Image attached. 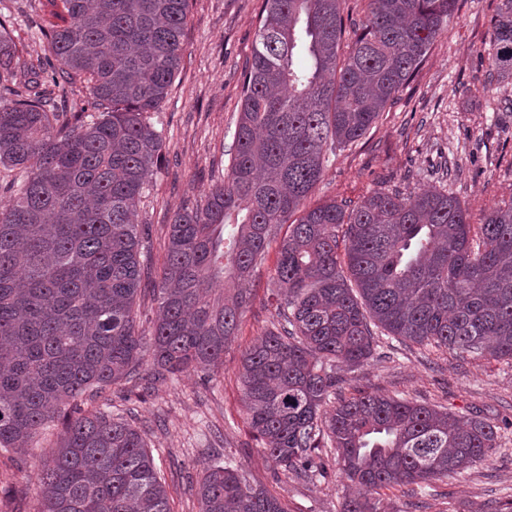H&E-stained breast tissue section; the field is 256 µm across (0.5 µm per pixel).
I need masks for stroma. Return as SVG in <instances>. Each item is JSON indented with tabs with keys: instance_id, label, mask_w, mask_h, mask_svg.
Wrapping results in <instances>:
<instances>
[{
	"instance_id": "stroma-1",
	"label": "stroma",
	"mask_w": 512,
	"mask_h": 512,
	"mask_svg": "<svg viewBox=\"0 0 512 512\" xmlns=\"http://www.w3.org/2000/svg\"><path fill=\"white\" fill-rule=\"evenodd\" d=\"M501 0H459L455 15L431 44L413 80L404 85L355 144L330 155L308 205L333 200L350 206L377 190L436 188L455 196L471 224L512 200V80L489 78L488 52ZM264 0H193L182 69L150 121L165 149L136 213L145 229L142 257L149 269L138 300L142 321L154 319L167 228L178 211L200 204L223 183L240 116V79L250 61ZM56 0H0L14 15L8 32L19 63L47 54L32 23L54 22ZM277 262L269 247L250 277L251 304L218 368L154 381L151 360L140 378L99 390L87 402L143 431L165 477L172 512H198L195 490L205 467L226 461L251 484L278 496L287 512H341L351 491L337 460L324 476H284L252 437L239 372L244 352L276 322L268 297ZM373 358L355 368L337 365L340 391L379 392L428 403L493 423L512 420V362L460 356L443 348L405 345L379 336ZM62 426L51 422L35 438L23 468L0 451V512H36V476L53 458ZM492 457L449 476L429 491H382L378 512H500L512 499V433Z\"/></svg>"
}]
</instances>
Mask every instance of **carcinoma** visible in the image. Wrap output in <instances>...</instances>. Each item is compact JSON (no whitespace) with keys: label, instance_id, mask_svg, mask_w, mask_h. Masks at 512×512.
<instances>
[{"label":"carcinoma","instance_id":"carcinoma-1","mask_svg":"<svg viewBox=\"0 0 512 512\" xmlns=\"http://www.w3.org/2000/svg\"><path fill=\"white\" fill-rule=\"evenodd\" d=\"M61 2L63 24L36 30L50 56L23 69L0 14V165L19 173L0 209V450L23 462L65 416L37 512H171L142 433L80 405L137 376L145 353L162 378L222 364L250 302L243 283L282 224L277 325L240 371L248 424L282 474L321 476L332 453L361 489L341 512H377L379 490L431 488L495 453L501 428L478 415L365 391L324 406L336 362L373 357L378 329L512 360V202L476 239L460 201L439 190L302 208L326 153L366 134L458 0H370L341 62L343 0H265L227 181L169 225L147 330L136 322L133 217L164 149L147 114L180 70L191 0ZM491 66L512 79V0L495 20ZM77 82L90 89L91 122L85 105L67 104ZM197 498L199 512H286L228 464L205 469Z\"/></svg>","mask_w":512,"mask_h":512}]
</instances>
